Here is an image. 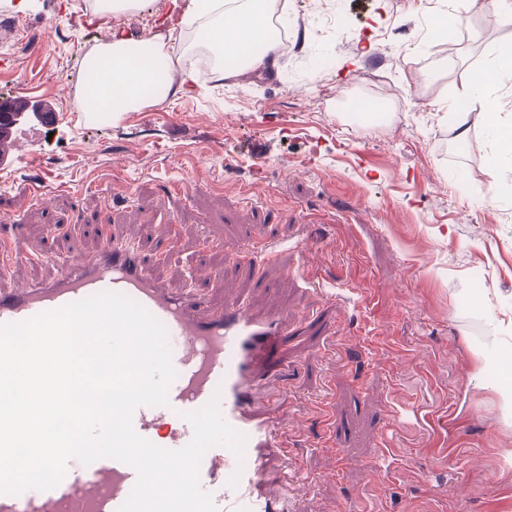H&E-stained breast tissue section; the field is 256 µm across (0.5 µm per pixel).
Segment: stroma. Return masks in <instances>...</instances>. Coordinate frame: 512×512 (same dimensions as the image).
Wrapping results in <instances>:
<instances>
[{
    "mask_svg": "<svg viewBox=\"0 0 512 512\" xmlns=\"http://www.w3.org/2000/svg\"><path fill=\"white\" fill-rule=\"evenodd\" d=\"M0 0V96L55 94L52 128L20 121L30 142L0 165V239L22 219L46 259L0 264V287L52 277L97 249L96 225L153 248L173 244L155 274L191 291L198 265L217 302L284 317L282 359L295 371L270 407L280 432L305 427L294 466L308 483L294 512H512V193L483 198L512 173L484 161L477 112L457 115L464 78L512 46L491 0H342L353 45L319 42L281 16L297 49L252 80L195 77L182 96L112 117L85 112L72 80L113 30L167 34L191 0H146L104 21L94 0ZM465 16L449 46L428 39L442 9ZM388 31L385 47L374 36ZM402 99L375 129L337 119ZM79 186L51 209L26 178ZM189 181V196L175 185ZM133 187L136 205H106ZM281 239L276 260L250 250Z\"/></svg>",
    "mask_w": 512,
    "mask_h": 512,
    "instance_id": "35a3bbf8",
    "label": "stroma"
}]
</instances>
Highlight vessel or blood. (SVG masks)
<instances>
[{
  "instance_id": "obj_1",
  "label": "vessel or blood",
  "mask_w": 512,
  "mask_h": 512,
  "mask_svg": "<svg viewBox=\"0 0 512 512\" xmlns=\"http://www.w3.org/2000/svg\"><path fill=\"white\" fill-rule=\"evenodd\" d=\"M152 262L139 244L103 235L96 252L77 255L53 280L0 289V324L24 322L102 291L132 298L165 326L177 371L168 405L134 411L135 432L171 450L184 447L193 437L185 413L219 397L224 420L247 437L245 458L236 460L223 447L208 450L199 468L202 489L212 494L218 512H292L288 495L273 498L267 489L281 485L291 443L304 433L297 428L292 440L282 439L257 406L259 397L280 391L288 374L276 360L288 342L287 328L243 305L213 303L202 290L173 292L151 273ZM270 456L279 458L280 467H268ZM235 474L240 481L233 487ZM136 479L134 467L112 458L87 466L73 459L53 489L0 494V512H117Z\"/></svg>"
}]
</instances>
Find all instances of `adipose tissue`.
<instances>
[{
  "mask_svg": "<svg viewBox=\"0 0 512 512\" xmlns=\"http://www.w3.org/2000/svg\"><path fill=\"white\" fill-rule=\"evenodd\" d=\"M271 0H209L198 14L199 35L229 60L246 59L248 66L261 67L276 57L277 43L268 30ZM130 39L113 32L109 42L96 49L100 62L98 89L90 106L94 112L120 114L144 105V90L155 79V59L165 44H182L181 35L169 34L167 42H155L150 53L132 54ZM512 78V47L497 50L481 72L468 79L454 100L456 110L469 101L481 104L479 119L489 137L486 147L499 162L512 163V116L501 112L499 88Z\"/></svg>",
  "mask_w": 512,
  "mask_h": 512,
  "instance_id": "obj_1",
  "label": "adipose tissue"
}]
</instances>
